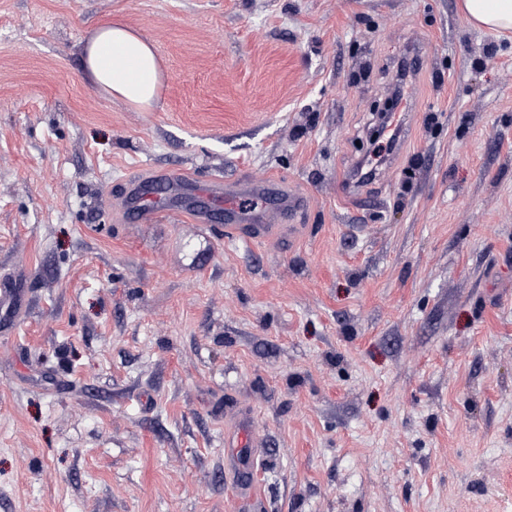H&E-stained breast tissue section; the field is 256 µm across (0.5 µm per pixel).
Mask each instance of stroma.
<instances>
[{
  "label": "stroma",
  "instance_id": "35a3bbf8",
  "mask_svg": "<svg viewBox=\"0 0 512 512\" xmlns=\"http://www.w3.org/2000/svg\"><path fill=\"white\" fill-rule=\"evenodd\" d=\"M109 21L154 109L85 79ZM145 168L286 178L303 233L126 223ZM1 281L0 512H512V38L458 0H0ZM81 52L86 79L96 91L137 111L156 104L164 70L152 43L135 29L119 22L100 25ZM224 452L231 456H238L245 461L247 466L252 465L255 468V457L252 456V431L246 426H242L236 436L231 440L224 442Z\"/></svg>",
  "mask_w": 512,
  "mask_h": 512
}]
</instances>
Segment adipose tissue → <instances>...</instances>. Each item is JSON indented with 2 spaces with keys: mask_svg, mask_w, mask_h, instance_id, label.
<instances>
[{
  "mask_svg": "<svg viewBox=\"0 0 512 512\" xmlns=\"http://www.w3.org/2000/svg\"><path fill=\"white\" fill-rule=\"evenodd\" d=\"M461 8L476 27L512 30V0H461ZM82 64L96 91L135 110L152 109L159 98L162 63L152 43L125 24L95 28L82 44Z\"/></svg>",
  "mask_w": 512,
  "mask_h": 512,
  "instance_id": "1",
  "label": "adipose tissue"
}]
</instances>
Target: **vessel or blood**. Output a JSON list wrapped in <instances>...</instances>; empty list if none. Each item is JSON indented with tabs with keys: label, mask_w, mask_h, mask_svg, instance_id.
Wrapping results in <instances>:
<instances>
[{
	"label": "vessel or blood",
	"mask_w": 512,
	"mask_h": 512,
	"mask_svg": "<svg viewBox=\"0 0 512 512\" xmlns=\"http://www.w3.org/2000/svg\"><path fill=\"white\" fill-rule=\"evenodd\" d=\"M305 208V200L289 192L285 179L227 181L216 174L203 179L195 174L145 171L128 179L124 200L125 216L138 223L150 224L169 215L207 223L220 215L225 237L246 242L279 231L278 220L284 216L290 219L289 234H296V220ZM224 451L254 464L250 428L241 427L234 438L225 441Z\"/></svg>",
	"instance_id": "obj_1"
}]
</instances>
